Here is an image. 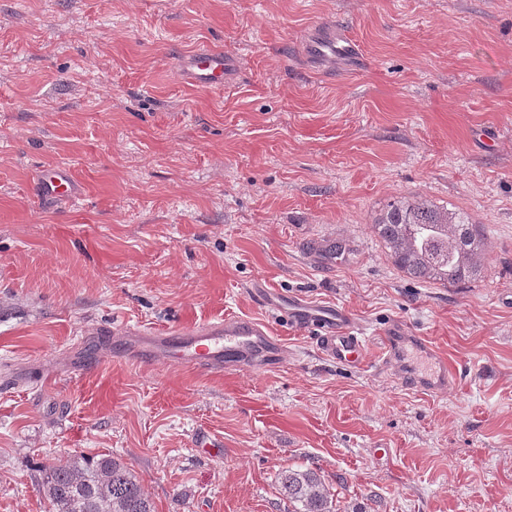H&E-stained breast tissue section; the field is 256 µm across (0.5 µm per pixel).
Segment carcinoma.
Instances as JSON below:
<instances>
[{
    "mask_svg": "<svg viewBox=\"0 0 512 512\" xmlns=\"http://www.w3.org/2000/svg\"><path fill=\"white\" fill-rule=\"evenodd\" d=\"M375 230L395 266L421 280L460 283L487 257L481 225L422 199L391 203ZM40 473L53 512H155L136 474L109 454L75 453L63 464L43 463ZM282 489L291 512H336L329 488L310 469L283 470Z\"/></svg>",
    "mask_w": 512,
    "mask_h": 512,
    "instance_id": "carcinoma-1",
    "label": "carcinoma"
}]
</instances>
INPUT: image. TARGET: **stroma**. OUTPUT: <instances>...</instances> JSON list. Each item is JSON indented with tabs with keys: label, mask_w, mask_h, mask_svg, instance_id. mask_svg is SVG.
I'll return each instance as SVG.
<instances>
[{
	"label": "stroma",
	"mask_w": 512,
	"mask_h": 512,
	"mask_svg": "<svg viewBox=\"0 0 512 512\" xmlns=\"http://www.w3.org/2000/svg\"><path fill=\"white\" fill-rule=\"evenodd\" d=\"M317 22L357 69L308 60ZM202 46L237 58L224 89L181 79ZM53 168L75 200L38 198ZM400 197L484 226L476 278L392 263L373 226ZM263 290L348 309L365 367ZM510 293L512 0H0V512H51L38 468L79 452L127 464L156 512H287L291 466L340 512H512ZM233 316L282 338L278 368L113 359L102 333ZM394 323L458 383L404 388L428 363L383 364Z\"/></svg>",
	"instance_id": "35a3bbf8"
}]
</instances>
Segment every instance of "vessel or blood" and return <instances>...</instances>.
<instances>
[{
	"mask_svg": "<svg viewBox=\"0 0 512 512\" xmlns=\"http://www.w3.org/2000/svg\"><path fill=\"white\" fill-rule=\"evenodd\" d=\"M306 50L321 67L335 68L337 62L354 64L359 55L357 43L337 35L335 28H316L307 35ZM237 64L223 51L200 48L182 61L185 79L193 85L221 88L231 82ZM43 196L70 200L76 195L71 177L61 169L41 173L37 185ZM280 311L289 325L313 329L316 346L328 360L345 366L362 361L365 339L351 314L335 305L318 304L303 297L289 298L280 304ZM114 337L125 340L122 357L158 358L178 365L206 370L210 373L243 369L271 371L280 364L283 343L263 323L239 317H227L189 328H174L158 334L147 328L114 325ZM411 345L428 358L436 353L425 337L409 332L404 326H393L385 335V357L393 359L404 346ZM447 364H440L431 373L412 380L413 388L436 392L453 385Z\"/></svg>",
	"mask_w": 512,
	"mask_h": 512,
	"instance_id": "b4317fda",
	"label": "vessel or blood"
}]
</instances>
